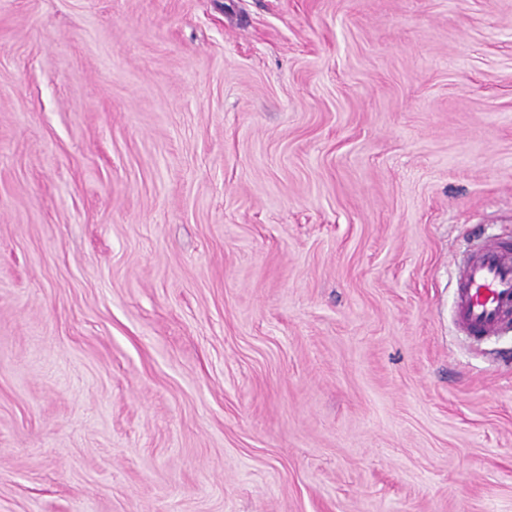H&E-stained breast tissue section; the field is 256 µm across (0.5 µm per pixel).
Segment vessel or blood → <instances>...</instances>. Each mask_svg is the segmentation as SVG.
<instances>
[{"label": "vessel or blood", "instance_id": "obj_1", "mask_svg": "<svg viewBox=\"0 0 512 512\" xmlns=\"http://www.w3.org/2000/svg\"><path fill=\"white\" fill-rule=\"evenodd\" d=\"M456 323L473 338L512 328V244L486 241L456 264Z\"/></svg>", "mask_w": 512, "mask_h": 512}]
</instances>
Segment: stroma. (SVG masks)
Instances as JSON below:
<instances>
[{
    "instance_id": "obj_1",
    "label": "stroma",
    "mask_w": 512,
    "mask_h": 512,
    "mask_svg": "<svg viewBox=\"0 0 512 512\" xmlns=\"http://www.w3.org/2000/svg\"><path fill=\"white\" fill-rule=\"evenodd\" d=\"M512 0H0V512H512ZM456 266V323L473 338L512 328V244L485 241Z\"/></svg>"
}]
</instances>
